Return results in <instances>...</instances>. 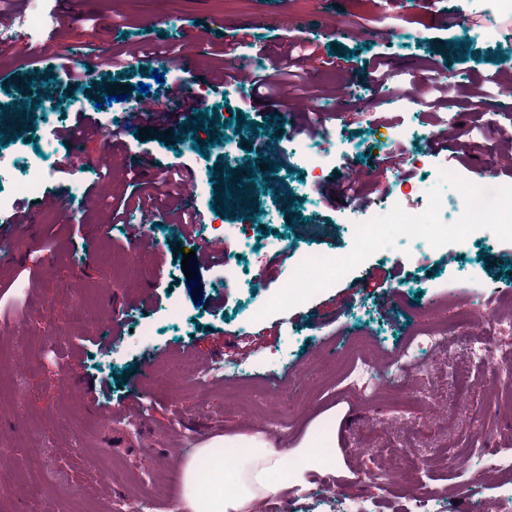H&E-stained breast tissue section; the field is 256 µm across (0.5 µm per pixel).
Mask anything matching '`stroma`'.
Masks as SVG:
<instances>
[{"label": "stroma", "mask_w": 512, "mask_h": 512, "mask_svg": "<svg viewBox=\"0 0 512 512\" xmlns=\"http://www.w3.org/2000/svg\"><path fill=\"white\" fill-rule=\"evenodd\" d=\"M438 9L453 14L451 25H434L424 0H87L83 6L60 0L65 24L52 45L40 47L21 30L0 46V112L22 100L29 105L26 125L6 130L0 150L17 168L38 146L60 159L40 194L17 195L16 208L33 222L0 255V448L7 458L0 466V512H113L133 493L146 501L145 512H171L183 457L218 433L266 434L280 399L265 382L288 380L299 366L312 374L286 440L295 448L329 437L337 496H323L313 477L303 492L280 496L262 512H339L341 501L372 502L380 495L407 504L420 483L441 491L430 512H499L512 472L487 473L471 451L488 442L512 448V407L494 393L495 386L512 383V333H502L493 319L500 298L512 297V233L452 227L446 243L362 258L331 287L287 311L259 322L248 317L251 307L278 292L298 249L352 251L348 226L361 210L344 200L346 180L363 184L371 205L387 201L400 179L454 194V187L436 182V162L420 169L384 164L391 125L415 131L421 149L429 136L461 125L481 148L449 166L475 186L497 178L512 155V98L502 95L512 88V16L492 11L487 0H441ZM231 40L233 64L261 56L272 66L282 48H315L301 83L325 90L313 119L319 134L292 144L312 149L330 133L340 148L312 175L298 155L280 161L270 175L273 188L255 189L256 205L246 218L210 205L224 190L214 181L216 167L259 159L247 129L222 142L200 124L192 134L173 136L182 120L172 91L178 82H199L181 65L180 47L199 44L214 53ZM137 45L149 55L129 58L126 68L109 74L98 68L100 56ZM378 56L395 75L384 101L368 75ZM74 64L88 71L79 86L65 74ZM34 68L51 74L54 113L37 108L39 92L25 86ZM155 68L163 83L138 100L153 115L148 137L126 133L115 153L106 138L90 132L72 143L58 141L79 110L101 124H123L125 107L114 96L152 84ZM438 73L465 90L480 82L479 110L452 105L430 112L404 96V87ZM203 104L223 123L234 115L258 125L292 124L276 100H244L235 88L210 86ZM202 145L207 155L199 154ZM74 155L81 167L71 163ZM172 165L193 173L191 204L179 196L160 201L157 226L132 237L130 224L113 218L111 193L124 190L129 171L156 174ZM77 177L98 186L100 199L90 205L76 197L75 217L66 220L51 199L69 192ZM187 208L197 213L196 223L178 224ZM217 224L238 225L246 235L235 249L240 265H249L255 247L266 244L261 283L225 287L220 261L206 257ZM185 249L193 253L191 280L181 266ZM452 295L494 337L493 360L472 364L466 337L456 330L414 358L421 376L412 387L429 403L385 393L366 407L337 385L348 338L371 336L380 350L395 353L412 325L409 309L430 315ZM174 302L181 309L176 317L168 313ZM116 303L129 306L117 324L107 316ZM142 323L156 327L155 338L132 336ZM218 357L242 367L247 381L204 388L193 379L173 381L167 370L174 360L206 365ZM463 478L469 499L445 495V487Z\"/></svg>", "instance_id": "35a3bbf8"}]
</instances>
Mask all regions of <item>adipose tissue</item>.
Wrapping results in <instances>:
<instances>
[{
    "mask_svg": "<svg viewBox=\"0 0 512 512\" xmlns=\"http://www.w3.org/2000/svg\"><path fill=\"white\" fill-rule=\"evenodd\" d=\"M223 449L229 466H221L210 475H202L199 458L212 449ZM296 456L304 466L290 479H282L284 455L262 435H214L199 443L181 463V487L173 512H260L263 504L278 497L288 485L301 486L311 472L330 468L327 458L319 456L310 446L296 448ZM237 487L234 496L224 494L225 483Z\"/></svg>",
    "mask_w": 512,
    "mask_h": 512,
    "instance_id": "ef3b65f1",
    "label": "adipose tissue"
}]
</instances>
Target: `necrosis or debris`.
<instances>
[{
  "instance_id": "1",
  "label": "necrosis or debris",
  "mask_w": 512,
  "mask_h": 512,
  "mask_svg": "<svg viewBox=\"0 0 512 512\" xmlns=\"http://www.w3.org/2000/svg\"><path fill=\"white\" fill-rule=\"evenodd\" d=\"M52 165V160L34 157L25 174L21 178L13 179L9 176L10 163L0 158V212L5 213L12 209L15 193H38L45 185L46 173ZM439 177L453 183L456 188L459 198V206L455 212L457 218L493 229L512 222V206L507 203L508 198L512 197V189L493 181L481 187L470 186L469 183L458 180L456 172L445 166L440 168ZM410 197V192L405 191L403 186H396L386 205L372 210L365 218L353 223L356 256L375 255L392 244H429L447 239L448 226L444 222L449 211L447 198L431 197L427 210L414 214L410 211ZM351 258L328 250H303L298 267L288 279L287 288L252 308L249 313L250 320L261 321L273 309L288 307L300 296L327 285L344 273ZM444 335L443 329L426 323L418 324L409 333L399 353L387 358L382 365L366 353L364 348H357L351 354L348 367L340 381L354 389L367 402L373 400L382 389L399 391L408 379L409 355L420 347L435 348L442 343Z\"/></svg>"
}]
</instances>
